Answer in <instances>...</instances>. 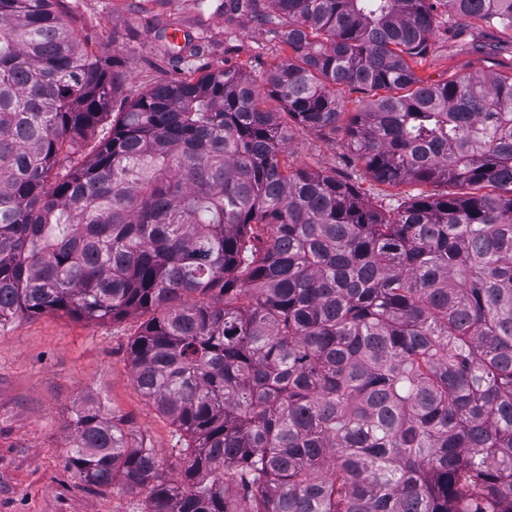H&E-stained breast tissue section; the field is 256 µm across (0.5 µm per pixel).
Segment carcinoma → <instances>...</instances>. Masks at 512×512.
I'll use <instances>...</instances> for the list:
<instances>
[{
    "instance_id": "cac0c4a2",
    "label": "carcinoma",
    "mask_w": 512,
    "mask_h": 512,
    "mask_svg": "<svg viewBox=\"0 0 512 512\" xmlns=\"http://www.w3.org/2000/svg\"><path fill=\"white\" fill-rule=\"evenodd\" d=\"M266 2L288 55L261 78L142 92L56 173L120 76L53 0H0V329L151 314L130 368L179 476L93 401L67 424L80 480L143 512H512V74L416 72L438 11L455 41L512 31V0ZM290 122L452 190L374 205L294 166ZM112 127V115L105 118L97 127L95 135L89 138L82 148L74 155L71 156L72 164H81L84 161L89 160L92 155L96 152V149L100 145V141L103 138H108L111 135Z\"/></svg>"
}]
</instances>
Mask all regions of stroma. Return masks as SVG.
Listing matches in <instances>:
<instances>
[{
	"label": "stroma",
	"instance_id": "obj_1",
	"mask_svg": "<svg viewBox=\"0 0 512 512\" xmlns=\"http://www.w3.org/2000/svg\"><path fill=\"white\" fill-rule=\"evenodd\" d=\"M56 9L83 43L112 60L123 79L114 98L118 112L137 94L189 75L238 67L261 77L287 52L250 13H225L224 0H58ZM173 28L188 34L177 53L164 38ZM498 39L490 34L481 50H452L436 39L417 72L433 82L510 73L512 49H498ZM287 151L296 166L348 176L373 203L423 190L419 184L382 190L341 141L313 131L292 128ZM145 320L142 314L87 321L48 313L0 330V512H141L142 496L118 485L91 491L66 469L65 423L83 398L124 418L125 429L155 449L168 474L179 472L175 426L131 378L127 351Z\"/></svg>",
	"mask_w": 512,
	"mask_h": 512
}]
</instances>
